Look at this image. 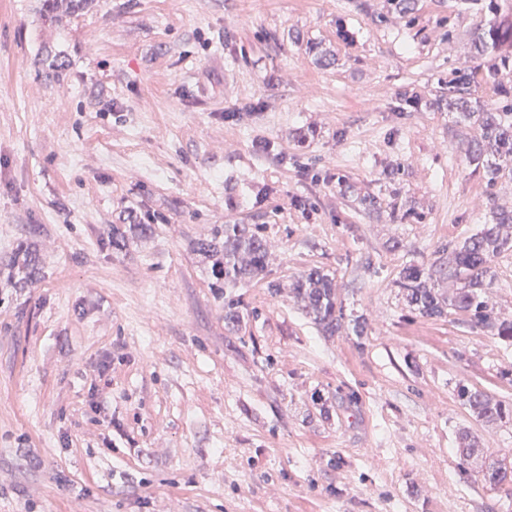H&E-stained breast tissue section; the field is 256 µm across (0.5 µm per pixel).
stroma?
<instances>
[{"mask_svg": "<svg viewBox=\"0 0 512 512\" xmlns=\"http://www.w3.org/2000/svg\"><path fill=\"white\" fill-rule=\"evenodd\" d=\"M47 3L0 0V268L23 242L36 268L0 291V512H512L480 475L512 420L456 396L512 406V341L395 286L414 263L455 293L441 246L512 210L446 105L479 5ZM507 88L483 64L468 93ZM227 224L259 225L266 281L215 282L195 246ZM314 267L332 336L290 288ZM485 294L512 321V253ZM309 317L329 335L336 334L345 318L336 296V281L319 268L301 272L291 283ZM457 397L464 404L472 409L477 417L491 420H502L512 417V408L501 402H494L487 398L481 391L469 387L466 384H459L456 387Z\"/></svg>", "mask_w": 512, "mask_h": 512, "instance_id": "obj_1", "label": "stroma"}]
</instances>
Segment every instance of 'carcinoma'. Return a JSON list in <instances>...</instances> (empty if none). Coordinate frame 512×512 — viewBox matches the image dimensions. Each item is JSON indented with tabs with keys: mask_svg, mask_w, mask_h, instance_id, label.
Instances as JSON below:
<instances>
[{
	"mask_svg": "<svg viewBox=\"0 0 512 512\" xmlns=\"http://www.w3.org/2000/svg\"><path fill=\"white\" fill-rule=\"evenodd\" d=\"M485 7L491 18L478 29L474 49L479 57H488L501 64L512 61V0H487ZM469 74L458 71L448 82V111L477 125L480 137L473 145L471 161L482 169L487 184L493 185L505 175L512 176V99H504L496 108L472 106L465 96ZM512 210L492 213V223L484 224L464 240L442 247L448 253V275L456 278L459 287L453 296H446L435 287L431 269L422 265L405 266L396 280L407 306L421 317L441 319L452 312L464 315L472 329L512 341V322L499 319L485 300V288L495 277V260L512 252ZM149 224L112 225V247L125 246L129 236H143ZM197 252L224 287L267 276L266 248L255 224H226L207 242L197 244ZM297 298L309 317L334 335L345 318L338 303L336 281L319 268L301 272L291 283ZM458 399L469 406L477 417L502 420L512 417V408L494 402L481 391L466 384L456 386ZM482 479L494 489H512V464L493 459L482 469Z\"/></svg>",
	"mask_w": 512,
	"mask_h": 512,
	"instance_id": "cac0c4a2",
	"label": "carcinoma"
}]
</instances>
